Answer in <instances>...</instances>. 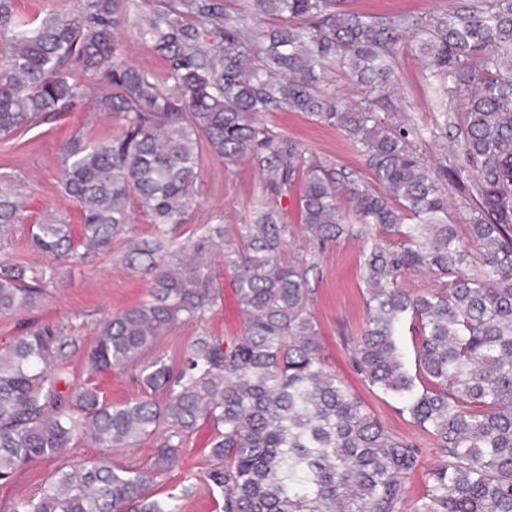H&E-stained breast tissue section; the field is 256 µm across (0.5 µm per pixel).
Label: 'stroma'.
I'll use <instances>...</instances> for the list:
<instances>
[{"instance_id":"1","label":"stroma","mask_w":512,"mask_h":512,"mask_svg":"<svg viewBox=\"0 0 512 512\" xmlns=\"http://www.w3.org/2000/svg\"><path fill=\"white\" fill-rule=\"evenodd\" d=\"M473 0H340L339 7L352 13L386 18H404L427 23L434 18L466 9ZM429 69L424 58L409 45L397 51V76L402 98L397 108L388 111L389 124L409 118L421 126L441 123L428 94ZM264 121L278 133L299 142L320 161L368 179L365 162L338 131L312 123L297 112H270ZM82 131L89 138L111 136L112 125L92 107L68 113L64 118L37 124L23 133L0 138V173L22 176L31 194V215L40 220L48 213L64 214L78 222L75 204L65 197L60 183V149L73 131ZM197 203L190 221L178 226L173 236L183 240L191 236L197 225L224 221L233 227L248 222L262 184L253 165L245 160L234 164L214 158L202 151L197 177ZM285 224L291 234L287 247L291 253H316V266L308 274L311 288L310 310L321 332L322 353L328 370L335 372L364 401L367 408L390 431L406 436L421 450V472L407 481L409 499L423 491L426 469L437 465L441 455L433 439L416 427L409 417L398 414L394 402L382 394H373L353 372L344 337L359 336L365 321V284L363 255L358 240H346L314 252L312 244L299 231L297 196L280 202ZM128 250L126 237L113 240L111 253L89 255L86 261L65 265L56 284L48 287L38 306L18 312L0 314V346L11 342L26 328L43 323L63 326L67 336L76 341L70 348V366L75 375H82L89 349L93 346L101 322L108 314L138 304L149 295L151 280L131 271L115 259ZM216 283L220 298L213 311L203 320L175 325L149 351L146 359L164 358L178 366L197 336H233L242 329V321L232 292V273L216 267ZM211 435L208 426H201L184 448L177 465L160 476L154 489L167 495H179L181 512H216L220 499L218 489L206 479L211 466L206 444ZM100 448L90 441H79L63 456L39 459L24 466L12 482L0 485V510L19 496L37 494L46 485L51 473L65 463H82L97 459Z\"/></svg>"}]
</instances>
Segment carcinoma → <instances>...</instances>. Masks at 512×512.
I'll return each mask as SVG.
<instances>
[{
    "instance_id": "carcinoma-1",
    "label": "carcinoma",
    "mask_w": 512,
    "mask_h": 512,
    "mask_svg": "<svg viewBox=\"0 0 512 512\" xmlns=\"http://www.w3.org/2000/svg\"><path fill=\"white\" fill-rule=\"evenodd\" d=\"M0 0V137L91 103L112 136L74 133L61 180L79 205L78 229L60 215L31 225L30 242L58 264L111 252L135 232L131 202L155 232L122 255L148 262L151 298L109 315L75 377L74 340L45 324L0 347V484L36 458L89 437L106 451L158 435L152 467H112L102 457L56 470L34 498L8 512H179L156 479L199 427L213 429L208 481L223 512H403L420 448L387 428L323 362L310 311L305 255L283 259L288 225L277 199L299 189L300 223L317 248L361 239L365 322L343 338L354 372L435 441L442 461L426 473L411 512H512V0H485L434 19L423 36L402 18L335 9L336 0H253L252 25L219 0H77L69 12L20 15ZM275 12L280 24L260 26ZM136 25L168 63L162 75L131 64L116 32ZM427 59L443 134L457 163L430 166L411 139L376 112L395 89L401 43ZM336 66L365 88L347 105L317 85ZM300 112L340 131L363 155L374 185L325 164L259 119ZM226 163L251 162L264 193L254 217L229 230L203 224L184 242L196 201L198 145ZM469 205L466 235L448 223L451 189ZM24 181L0 175V244L28 219ZM233 272L243 330L200 336L178 368L145 353L180 322L215 306V261ZM446 277L410 293L399 279ZM44 272L0 266V313L32 308ZM411 321L416 374L398 340ZM131 373L142 395L114 405L102 375Z\"/></svg>"
}]
</instances>
